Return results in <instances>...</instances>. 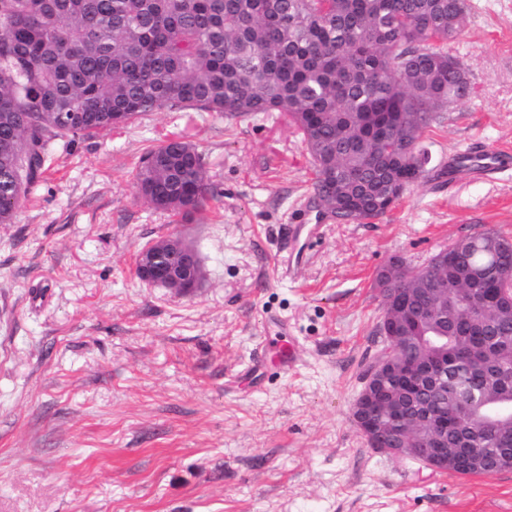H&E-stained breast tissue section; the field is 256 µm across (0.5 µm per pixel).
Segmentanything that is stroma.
I'll use <instances>...</instances> for the list:
<instances>
[{
    "instance_id": "stroma-1",
    "label": "stroma",
    "mask_w": 512,
    "mask_h": 512,
    "mask_svg": "<svg viewBox=\"0 0 512 512\" xmlns=\"http://www.w3.org/2000/svg\"><path fill=\"white\" fill-rule=\"evenodd\" d=\"M448 50L472 94L426 133L434 163L503 147L480 180L419 182L385 216L339 224L311 201L287 116L162 110L55 143L0 224V512H512V471L458 478L368 448L351 415L382 349L375 274L471 234H512V0H468ZM195 144L216 195L192 222L139 198L144 153ZM171 236L203 279L141 282ZM292 342L296 362L257 357Z\"/></svg>"
}]
</instances>
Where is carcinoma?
<instances>
[{
  "mask_svg": "<svg viewBox=\"0 0 512 512\" xmlns=\"http://www.w3.org/2000/svg\"><path fill=\"white\" fill-rule=\"evenodd\" d=\"M467 0H0V224L12 223L41 180L50 148L167 109L237 119L282 112L300 131L313 196L357 223L445 169L429 166L422 136L467 98L448 52ZM139 193L189 222L215 191L188 141L141 159ZM483 231L434 259L458 284L421 298L446 307L442 358L448 432L464 420L473 452L512 449V425L491 427L493 403L512 400L483 367L512 378V249ZM400 353L430 352L422 333Z\"/></svg>",
  "mask_w": 512,
  "mask_h": 512,
  "instance_id": "carcinoma-1",
  "label": "carcinoma"
}]
</instances>
